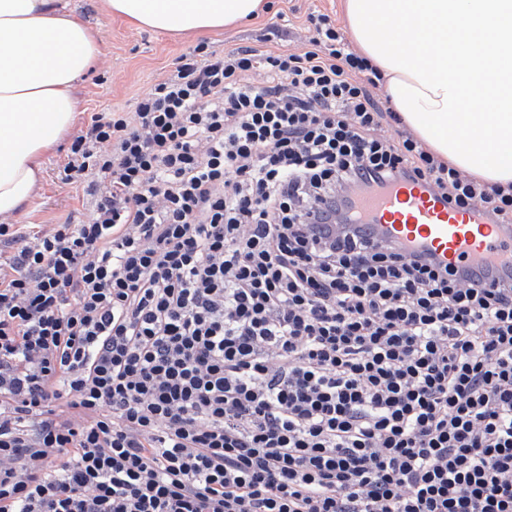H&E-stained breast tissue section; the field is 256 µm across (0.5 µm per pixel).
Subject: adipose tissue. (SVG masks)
<instances>
[{"label": "adipose tissue", "instance_id": "ef3b65f1", "mask_svg": "<svg viewBox=\"0 0 512 512\" xmlns=\"http://www.w3.org/2000/svg\"><path fill=\"white\" fill-rule=\"evenodd\" d=\"M108 8L156 30L199 33L261 14L263 0ZM345 15L418 140L467 175L512 184V0H346ZM397 16L400 37L389 31ZM100 53L95 32L61 0H0V219L32 197Z\"/></svg>", "mask_w": 512, "mask_h": 512}]
</instances>
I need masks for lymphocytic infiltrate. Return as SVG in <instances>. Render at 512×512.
<instances>
[{"instance_id":"obj_1","label":"lymphocytic infiltrate","mask_w":512,"mask_h":512,"mask_svg":"<svg viewBox=\"0 0 512 512\" xmlns=\"http://www.w3.org/2000/svg\"><path fill=\"white\" fill-rule=\"evenodd\" d=\"M96 112L88 221L0 224V512H512V281L359 240L402 177L512 225L330 16Z\"/></svg>"}]
</instances>
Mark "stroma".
<instances>
[{"instance_id":"35a3bbf8","label":"stroma","mask_w":512,"mask_h":512,"mask_svg":"<svg viewBox=\"0 0 512 512\" xmlns=\"http://www.w3.org/2000/svg\"><path fill=\"white\" fill-rule=\"evenodd\" d=\"M346 0H273L275 9L283 10L287 21L273 27L270 13L240 21L230 27L203 34L174 35L113 16L105 0H68L81 18L95 28L102 53L78 87L77 128H84L92 113L114 108L132 110L136 99L147 92L171 70L176 58L200 41L221 51L236 46L290 49L300 47L306 36L308 13L330 15L338 25H345ZM73 135H65L56 151L44 160L41 188L13 218L17 224H38L42 229L65 219H87L92 200L82 189L64 183L59 170L70 152Z\"/></svg>"}]
</instances>
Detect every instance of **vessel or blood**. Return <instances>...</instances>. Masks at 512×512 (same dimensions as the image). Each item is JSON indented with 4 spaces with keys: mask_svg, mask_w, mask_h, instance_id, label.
<instances>
[{
    "mask_svg": "<svg viewBox=\"0 0 512 512\" xmlns=\"http://www.w3.org/2000/svg\"><path fill=\"white\" fill-rule=\"evenodd\" d=\"M367 235L402 255L427 254L439 268L459 275L477 266L512 271V225L489 223L482 206L444 204L422 181L393 180L358 200Z\"/></svg>",
    "mask_w": 512,
    "mask_h": 512,
    "instance_id": "b4317fda",
    "label": "vessel or blood"
}]
</instances>
